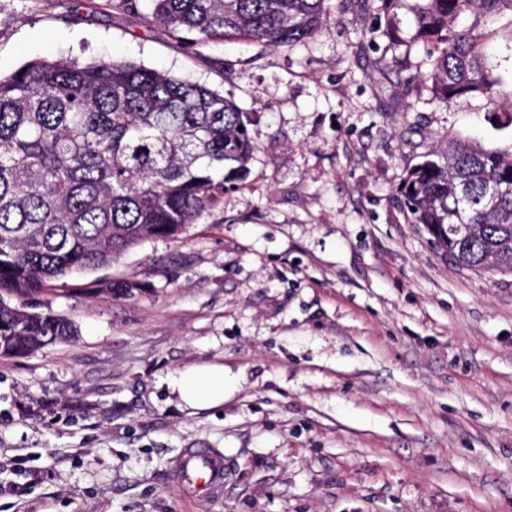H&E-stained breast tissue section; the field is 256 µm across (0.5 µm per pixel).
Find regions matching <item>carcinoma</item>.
Here are the masks:
<instances>
[{
    "label": "carcinoma",
    "instance_id": "obj_1",
    "mask_svg": "<svg viewBox=\"0 0 512 512\" xmlns=\"http://www.w3.org/2000/svg\"><path fill=\"white\" fill-rule=\"evenodd\" d=\"M148 21L188 48L246 40L288 48L315 36L331 0H151ZM385 20L382 55L401 76L422 49L428 68L405 95L449 105L478 93L492 124L501 78L484 32L512 0H351ZM413 32L400 35L399 11ZM252 121L231 97L126 60H39L0 76V356L74 334L70 321L12 299L112 264L153 239H177L248 173ZM411 224L462 268L512 273V144L450 137L407 167L396 188Z\"/></svg>",
    "mask_w": 512,
    "mask_h": 512
}]
</instances>
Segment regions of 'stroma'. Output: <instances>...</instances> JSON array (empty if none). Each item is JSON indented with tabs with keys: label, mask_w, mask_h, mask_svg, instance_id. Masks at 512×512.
Here are the masks:
<instances>
[{
	"label": "stroma",
	"mask_w": 512,
	"mask_h": 512,
	"mask_svg": "<svg viewBox=\"0 0 512 512\" xmlns=\"http://www.w3.org/2000/svg\"><path fill=\"white\" fill-rule=\"evenodd\" d=\"M150 0H0V73L115 58L234 97L257 150L180 238L28 299L76 328L0 356V512H512V274L454 266L395 189L448 137L512 143L481 95L441 106L372 83V13L332 8L287 49H193ZM512 98V14L485 29ZM135 282L128 292L108 286ZM224 368L222 404L169 381ZM224 452V497L169 477Z\"/></svg>",
	"instance_id": "stroma-1"
}]
</instances>
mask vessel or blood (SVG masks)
<instances>
[{
	"instance_id": "obj_1",
	"label": "vessel or blood",
	"mask_w": 512,
	"mask_h": 512,
	"mask_svg": "<svg viewBox=\"0 0 512 512\" xmlns=\"http://www.w3.org/2000/svg\"><path fill=\"white\" fill-rule=\"evenodd\" d=\"M170 479L190 498L217 499L224 494V453L218 448H184L172 462Z\"/></svg>"
}]
</instances>
